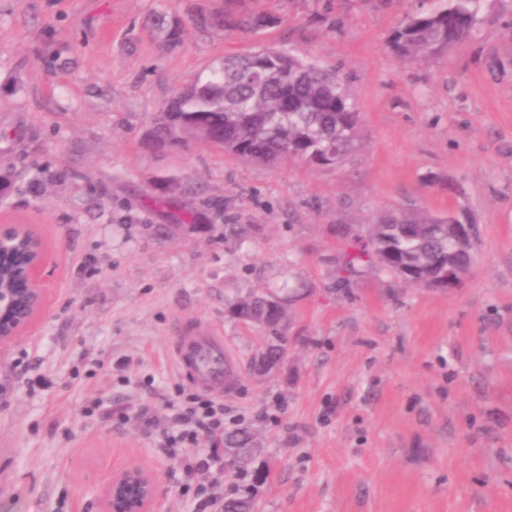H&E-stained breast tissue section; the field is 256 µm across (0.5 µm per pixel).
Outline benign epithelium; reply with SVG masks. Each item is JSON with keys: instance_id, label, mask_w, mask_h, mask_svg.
Here are the masks:
<instances>
[{"instance_id": "benign-epithelium-1", "label": "benign epithelium", "mask_w": 512, "mask_h": 512, "mask_svg": "<svg viewBox=\"0 0 512 512\" xmlns=\"http://www.w3.org/2000/svg\"><path fill=\"white\" fill-rule=\"evenodd\" d=\"M474 222L467 216L451 215L448 235L465 251L473 248L471 228ZM24 238L18 224L0 225V252L5 245H14L17 239ZM46 265L45 251L40 242H35L26 257L25 265L17 272L23 287L16 294L0 292V345L11 343L29 326L39 310L44 289L41 272ZM470 272L468 266L448 265L444 287H458ZM103 512H160L161 496L153 474L139 464H128L115 470L109 480L100 488Z\"/></svg>"}]
</instances>
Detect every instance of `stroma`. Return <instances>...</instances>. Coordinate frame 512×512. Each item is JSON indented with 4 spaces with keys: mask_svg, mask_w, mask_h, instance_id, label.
<instances>
[{
    "mask_svg": "<svg viewBox=\"0 0 512 512\" xmlns=\"http://www.w3.org/2000/svg\"><path fill=\"white\" fill-rule=\"evenodd\" d=\"M440 3L245 0L283 23L190 24L170 52L148 16L221 0H0V172L15 181L0 225H27L48 256L41 309L0 347V512H101L96 488L131 463L156 476L161 512H196L180 466L196 448L156 449L187 386L171 340L190 322L222 333L241 366L225 431L261 443L220 472L225 497L254 512H512V0H480L447 56L396 59L389 34ZM259 46L346 77L362 125L345 162L148 146L170 97ZM57 170L70 179L48 180ZM399 210L472 216L458 288L369 267L341 277L345 248ZM266 290L284 300L288 346L261 372L269 333L231 311Z\"/></svg>",
    "mask_w": 512,
    "mask_h": 512,
    "instance_id": "1",
    "label": "stroma"
}]
</instances>
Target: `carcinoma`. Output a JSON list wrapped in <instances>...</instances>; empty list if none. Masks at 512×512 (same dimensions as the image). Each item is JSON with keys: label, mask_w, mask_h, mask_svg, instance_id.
<instances>
[{"label": "carcinoma", "mask_w": 512, "mask_h": 512, "mask_svg": "<svg viewBox=\"0 0 512 512\" xmlns=\"http://www.w3.org/2000/svg\"><path fill=\"white\" fill-rule=\"evenodd\" d=\"M230 7L195 22L203 28H224L257 34L276 26L272 13L234 7L240 0H225ZM477 0H445L429 13L414 14L397 26L389 46L398 58L421 61L448 52L471 37L477 23ZM186 20L176 13L157 18L162 45L178 48ZM200 123L212 129L210 143L236 158L261 164L290 159L330 166L329 151L343 159L356 148L361 124L343 78L294 50L260 48L243 55L225 56L198 74L194 81L166 102L153 119L148 141L157 148L184 146ZM369 243L341 257V267L355 274L365 263L393 273L413 286L433 287L432 276L448 262V218L391 214L372 225ZM19 250L0 265V288L11 287L23 264ZM235 315L265 326L273 342L262 359L278 365L285 355V337L279 335L285 312L273 295L251 294L238 302ZM253 436L232 431L224 447L239 452L252 446Z\"/></svg>", "instance_id": "cac0c4a2"}]
</instances>
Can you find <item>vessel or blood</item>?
I'll return each mask as SVG.
<instances>
[{"instance_id": "obj_1", "label": "vessel or blood", "mask_w": 512, "mask_h": 512, "mask_svg": "<svg viewBox=\"0 0 512 512\" xmlns=\"http://www.w3.org/2000/svg\"><path fill=\"white\" fill-rule=\"evenodd\" d=\"M172 356L179 373L195 388L206 393L229 394L236 390L240 365L223 337L201 328L176 337Z\"/></svg>"}]
</instances>
